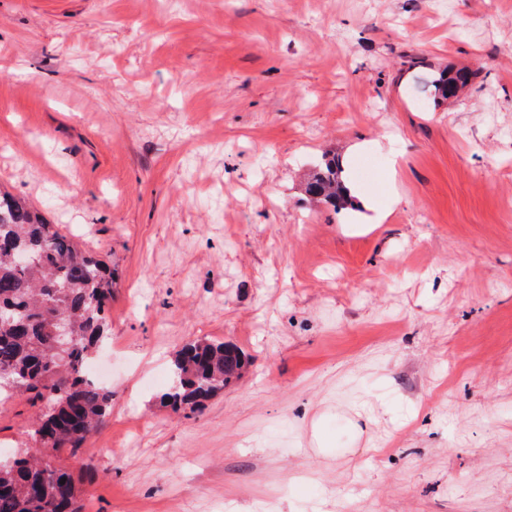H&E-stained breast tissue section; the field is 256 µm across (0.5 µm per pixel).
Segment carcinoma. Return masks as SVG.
Listing matches in <instances>:
<instances>
[{"label":"carcinoma","instance_id":"cac0c4a2","mask_svg":"<svg viewBox=\"0 0 512 512\" xmlns=\"http://www.w3.org/2000/svg\"><path fill=\"white\" fill-rule=\"evenodd\" d=\"M474 73L457 71L438 80V93L454 98ZM307 193L342 206L336 159H327L306 187ZM28 249L36 261L17 266L12 254ZM112 269L78 248L25 200L0 191V401L28 395L37 408L33 454L0 456V512H82L81 488L59 461L67 449L81 457L86 438L104 423L112 389L87 372L95 348L109 336L106 310L112 299ZM65 319L74 336L59 356L55 321ZM246 360L222 342L191 341L176 354L175 382L162 396L176 410L197 411L203 402L235 383Z\"/></svg>","mask_w":512,"mask_h":512}]
</instances>
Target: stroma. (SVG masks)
Segmentation results:
<instances>
[{
	"mask_svg": "<svg viewBox=\"0 0 512 512\" xmlns=\"http://www.w3.org/2000/svg\"><path fill=\"white\" fill-rule=\"evenodd\" d=\"M0 185L115 270L84 512H512V0H0ZM473 76L474 73L469 71L448 72V74H444L443 77L438 80V93L446 100L454 98L471 81ZM342 185L339 179V167L336 159H325L319 171L313 176L307 184V193L320 200H323L336 208L343 206L348 202L341 196ZM224 342L191 341L176 354L173 362L175 382L162 396L175 410L197 411L203 402L235 383L246 360L235 347L224 352Z\"/></svg>",
	"mask_w": 512,
	"mask_h": 512,
	"instance_id": "35a3bbf8",
	"label": "stroma"
}]
</instances>
